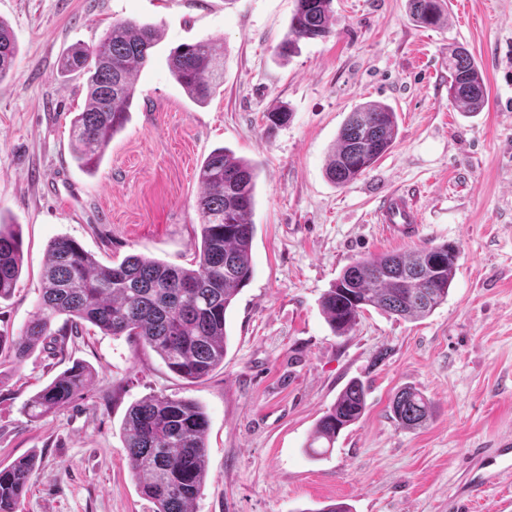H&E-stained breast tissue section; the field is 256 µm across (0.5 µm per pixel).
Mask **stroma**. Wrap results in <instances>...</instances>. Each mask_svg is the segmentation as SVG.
<instances>
[{
	"mask_svg": "<svg viewBox=\"0 0 512 512\" xmlns=\"http://www.w3.org/2000/svg\"><path fill=\"white\" fill-rule=\"evenodd\" d=\"M296 0H0L18 55L0 81V222L21 227L23 269L0 300V336L34 314L49 243L76 240L100 263L144 254L192 267L199 236L197 171L220 147L257 166L251 215L253 276L227 316L228 351L190 383L134 340L86 327L62 349L0 361V468L38 461L19 512H152L122 451V423L145 396L198 402L208 419V478L194 512H512V476L486 487L498 442L512 439V0H448V19L421 28L407 0H333L330 37L280 57ZM118 20L160 33L135 81L125 127L96 170L79 167L71 121L84 78L61 77L69 50L96 44ZM212 41L227 57L224 84L193 102L167 58ZM480 61L483 111L448 99L456 44ZM392 106L393 148L352 183L326 176L352 108ZM288 121L267 130L264 112ZM411 194L412 237L385 239L373 222L381 196ZM451 243L459 257L448 299L405 321L366 311L345 336L321 298L368 256ZM94 375L67 406L28 416L29 400L73 363ZM353 380L366 410L332 449L305 452L316 421ZM404 387L432 403L415 431L392 419Z\"/></svg>",
	"mask_w": 512,
	"mask_h": 512,
	"instance_id": "1",
	"label": "stroma"
}]
</instances>
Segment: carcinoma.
Wrapping results in <instances>:
<instances>
[{"mask_svg":"<svg viewBox=\"0 0 512 512\" xmlns=\"http://www.w3.org/2000/svg\"><path fill=\"white\" fill-rule=\"evenodd\" d=\"M332 2L297 0L278 45L280 56H291L302 40L330 36ZM409 5L411 17L422 27L444 21L446 0H409ZM158 39L152 26L116 21L97 44L75 48L61 59L62 75L86 77L87 103L71 122L74 158L82 167L97 169L112 137L123 129L135 96L134 75L149 62ZM17 53L9 27L0 21V80L13 69ZM168 66L199 104L224 84V52L209 41L178 45ZM448 97L462 112H480L487 102L482 69L462 46L448 56ZM288 117L283 106L264 114L270 129ZM396 138L392 107L375 102L357 105L338 132L327 176L338 186L349 184L372 168ZM256 177L254 164L234 157L225 147L203 161L198 172L200 243L194 268L139 254L107 266L68 237L51 241L38 308L11 342L9 358L20 365L48 337L65 336L54 329L62 318L72 331L92 325L112 336L133 337L188 382L205 380L224 363L227 313L253 276L250 216ZM457 260L458 248L449 244L359 259L323 294V313L339 335L352 331L370 307L402 319L424 318L448 299ZM21 270L19 226L0 223V299L14 291ZM91 378L89 367L74 364L33 396L28 413L36 418L58 410ZM365 397L363 383L350 382L316 422L306 453L313 458L328 453L342 430L362 417ZM391 412L399 426L417 429L430 419L432 404L421 392L404 388L395 395ZM122 429V450L153 512H193L208 475V419L203 409L190 399L153 394L130 407ZM35 470L33 458L0 469V512H19Z\"/></svg>","mask_w":512,"mask_h":512,"instance_id":"obj_1","label":"carcinoma"}]
</instances>
